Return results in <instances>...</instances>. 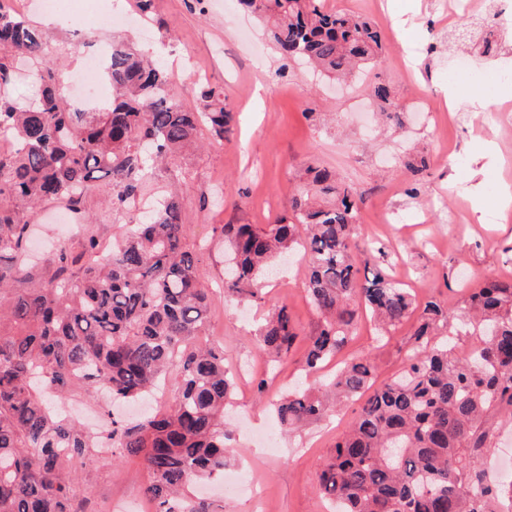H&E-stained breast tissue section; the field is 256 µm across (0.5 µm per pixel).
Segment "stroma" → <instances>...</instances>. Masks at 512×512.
<instances>
[{
    "label": "stroma",
    "mask_w": 512,
    "mask_h": 512,
    "mask_svg": "<svg viewBox=\"0 0 512 512\" xmlns=\"http://www.w3.org/2000/svg\"><path fill=\"white\" fill-rule=\"evenodd\" d=\"M40 0H9L10 6L50 34L51 54L60 58L61 81H68L85 57L113 42H132L160 58L188 109L200 105L198 86L221 93L237 114V127L224 142L201 132L205 148L184 155L176 173H156L137 210L124 217L105 211L98 187L87 191V210L101 247L123 237L141 211L175 193L182 200L185 238L202 249L201 276L209 290V326L204 340L224 350V363L237 387L224 413L231 430L229 467L251 472L252 488L225 492L220 481L191 484V491L223 507L224 512H328L318 492V470L337 436L353 421L359 405L339 404L320 422L288 434L277 422L270 401L295 380L320 383L336 371L328 363L319 371L305 369L304 346H297L280 365L260 349L256 330L271 305H287L303 335L320 324L306 293L308 261L293 255L276 266L265 283L260 303L232 305L224 299L226 247L219 227L278 223L289 208L297 171L310 164L328 167L363 197L360 232L378 240L392 271L420 300L434 299L455 308L463 299L460 278L470 285L507 273L512 260V221L490 223L504 208V187H512V125L500 114H512V99L484 89L477 81L451 83L443 75L458 54L476 69L512 68V9L500 0H471L464 12L458 0H381L373 22L383 39L380 57L364 73L347 82L319 77L283 60L256 16L244 13L238 0H154L153 14L143 24L112 25L115 12L136 14V0H76L84 22L70 24L59 12L41 9ZM406 19L398 30L397 19ZM471 21L470 38L459 40L462 21ZM497 44L495 57H481L483 39ZM386 83L402 114L401 125L379 122L370 95L375 82ZM449 103L447 124L424 118V104ZM464 158L466 166L435 164L442 149ZM414 154L427 167L404 171L401 160ZM417 196H410V188ZM64 210L49 203L30 218L29 251L33 272L52 273L58 241H74L82 225L65 226ZM414 327L406 320L389 337L361 323L349 345L351 353L370 356L379 377L400 369ZM267 377L266 395L254 381ZM85 432L106 436L113 420H133L140 408L112 406L103 390L86 388L64 397ZM149 481L138 459L101 451L93 465L78 474L80 489L100 507L127 505L131 512H154L144 494Z\"/></svg>",
    "instance_id": "1"
}]
</instances>
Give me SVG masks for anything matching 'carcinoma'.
<instances>
[{
	"label": "carcinoma",
	"instance_id": "cac0c4a2",
	"mask_svg": "<svg viewBox=\"0 0 512 512\" xmlns=\"http://www.w3.org/2000/svg\"><path fill=\"white\" fill-rule=\"evenodd\" d=\"M239 2L263 18L282 58L334 78L382 52L370 21L320 0ZM47 47L46 34L0 0V134L14 141L0 151V512H87L71 464L92 463L91 440L46 396L95 383L115 401H134L153 394L171 371L180 378L173 401L136 423L113 422L112 448L141 459L156 512H217L185 489L224 471L231 440L224 407L235 378L224 352L198 341L209 303L199 253L184 236L181 199H162L108 251L85 238L89 259L78 274L70 246L58 248L47 280L28 271V226L32 209L46 202L93 223L85 196L102 178L106 207L131 211L152 174L171 171L183 151L199 148L201 129L224 140L234 113L205 86L203 110L184 108L165 66L124 42L112 45L104 69L112 103L74 109ZM20 56L36 66L39 81L28 104L10 91ZM372 93L382 118L401 123L388 86L377 83ZM303 179L279 223L220 226L231 249L225 299L262 300L276 258L304 252L307 295L322 317L305 337L310 368L341 355L362 311L384 333L417 315L398 374L379 382L370 357L344 358L326 388L299 386L275 401L288 430L321 421L328 393L361 401L319 469L320 495L336 502V512H512V481L492 484L480 466L487 417L512 415V281L470 289L451 327L437 302L418 312L403 283L379 266L369 269V259L385 252L359 238L357 190L319 166H307ZM457 336L473 339L466 358L454 354ZM299 339L288 307H272L260 346L279 362Z\"/></svg>",
	"mask_w": 512,
	"mask_h": 512
}]
</instances>
